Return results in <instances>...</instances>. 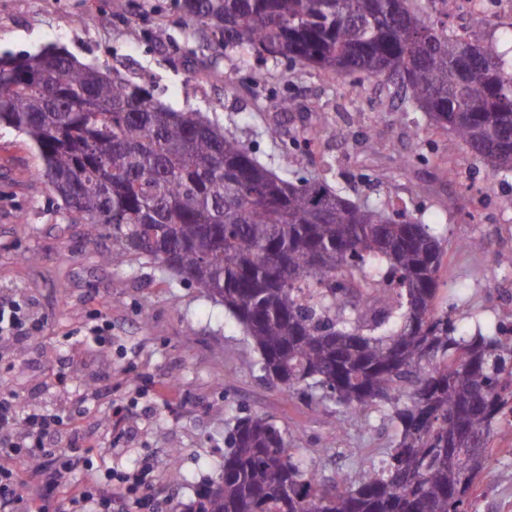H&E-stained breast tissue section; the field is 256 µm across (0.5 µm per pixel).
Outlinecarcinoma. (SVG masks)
<instances>
[{"label": "carcinoma", "instance_id": "1", "mask_svg": "<svg viewBox=\"0 0 512 512\" xmlns=\"http://www.w3.org/2000/svg\"><path fill=\"white\" fill-rule=\"evenodd\" d=\"M189 20L257 61L360 73L512 172V75L484 40L441 34L409 0H181ZM33 146L70 224L217 298L285 393L328 389L341 429L389 407L380 464L331 484L261 414L237 419L198 512H478L474 478L512 433V331L469 336L436 303L440 243L405 210L360 205L325 180L279 175L200 109L145 80L57 52L0 58V124Z\"/></svg>", "mask_w": 512, "mask_h": 512}]
</instances>
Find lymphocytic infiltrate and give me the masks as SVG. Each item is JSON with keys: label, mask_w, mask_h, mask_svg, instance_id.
<instances>
[{"label": "lymphocytic infiltrate", "mask_w": 512, "mask_h": 512, "mask_svg": "<svg viewBox=\"0 0 512 512\" xmlns=\"http://www.w3.org/2000/svg\"><path fill=\"white\" fill-rule=\"evenodd\" d=\"M39 321L13 292H0V350L14 349L38 331ZM87 413L84 398L68 401L61 415L38 406H21L14 391L0 393V512H43L28 499L12 467L18 459L46 465V494L56 512H176L171 500L152 493L153 467L143 462L135 470L116 464L98 469L95 447L81 435ZM90 472V479L73 486L72 471Z\"/></svg>", "instance_id": "lymphocytic-infiltrate-1"}]
</instances>
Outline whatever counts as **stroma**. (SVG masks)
Listing matches in <instances>:
<instances>
[{
  "instance_id": "35a3bbf8",
  "label": "stroma",
  "mask_w": 512,
  "mask_h": 512,
  "mask_svg": "<svg viewBox=\"0 0 512 512\" xmlns=\"http://www.w3.org/2000/svg\"><path fill=\"white\" fill-rule=\"evenodd\" d=\"M45 49L151 81L159 101L208 112L273 171L326 177L359 202L401 200L440 240L438 305H453L462 329L512 327V174L492 176L453 133L404 111L374 81L346 97L326 70L271 59L268 94L258 98L251 54L219 48L177 0H0V55ZM285 98L295 110L278 109ZM329 127L343 140L326 137ZM39 166L25 136L0 125V289L16 292L42 323L39 338L0 355L14 366L0 375V390L56 411L60 392L35 387L71 371L90 407L82 429L103 459L129 469L150 461L154 494L176 492L180 512H193L199 490L218 482L224 440L248 413L286 429L324 478L380 463L398 437L383 408L341 432L326 390L282 393L263 378L256 349L223 305L157 266L113 254L102 225L66 223L61 198L34 179ZM471 239L481 248H466ZM95 322L111 325L110 348L86 341ZM113 401L127 404L122 418L112 419ZM129 430L119 454L103 447V433ZM492 448L479 510L512 512V436Z\"/></svg>"
}]
</instances>
